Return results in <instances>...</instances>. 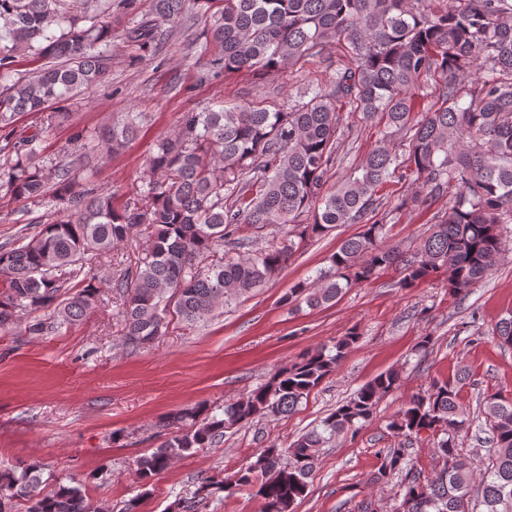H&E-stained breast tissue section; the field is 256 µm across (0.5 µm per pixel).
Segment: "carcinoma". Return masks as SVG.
Returning <instances> with one entry per match:
<instances>
[{"mask_svg": "<svg viewBox=\"0 0 512 512\" xmlns=\"http://www.w3.org/2000/svg\"><path fill=\"white\" fill-rule=\"evenodd\" d=\"M131 15L125 38L140 48L157 43L161 24L180 17L186 0H153L141 14L136 0H122ZM193 0L210 14L202 53L215 45L209 73L220 78L247 69L283 72L333 43L348 48L353 63L336 69L329 90L274 109L259 101L207 112H184L178 130L156 144L152 178L137 196L118 206L115 196L80 181L84 156L65 162L44 155L43 130H16L15 116L44 112L102 84L112 63V4L93 3L83 20L67 16L66 0H0V131L11 146L0 160V192L16 201L58 206L66 219L39 225L0 244V329L19 313L48 311L26 333L39 336L82 321L100 306L107 288L123 318L125 342L138 348L165 333L174 319L206 322L224 306L270 280L306 239L376 211L379 187L405 167L414 174L399 207H420L448 185V213L417 251L406 256L385 242L384 219L364 224L329 258L311 283L282 297L290 309L317 308L348 289L400 266L398 287L409 288L433 272L447 276L448 290L467 295L493 271L503 251L501 225L512 224V0H452L433 15L426 0ZM42 60L15 75L22 60ZM481 73L470 80L474 72ZM435 84L440 106L412 121V93L420 80ZM365 119L384 120L379 144L357 170L326 188L340 148L337 105ZM145 116L127 112L97 140L115 153L136 139ZM408 140L401 159L391 138ZM309 216L303 220V216ZM152 228L134 264L111 276L95 268L142 225ZM262 236L281 230L280 242L241 253V225ZM221 257H216L219 250ZM491 336L512 347V314ZM354 336L306 354L277 371L218 415L204 404L168 414L165 437L137 462L147 486L178 458L209 448L224 432L256 418L286 416L332 371ZM469 379L436 380L412 397L388 424L405 447L389 448L372 481L400 477L392 512H512V401L489 394L481 415L457 399ZM398 373L387 372L361 387L316 427L287 448L264 450L232 479L207 476L177 512H199L216 492L256 488L263 512H294L305 496L323 448L358 429L379 399L393 390ZM491 433L480 463L463 456L458 437L476 420ZM433 438L437 469L421 477L408 446ZM112 512L93 506L86 485L48 488L41 465L0 469V512Z\"/></svg>", "mask_w": 512, "mask_h": 512, "instance_id": "obj_1", "label": "carcinoma"}]
</instances>
